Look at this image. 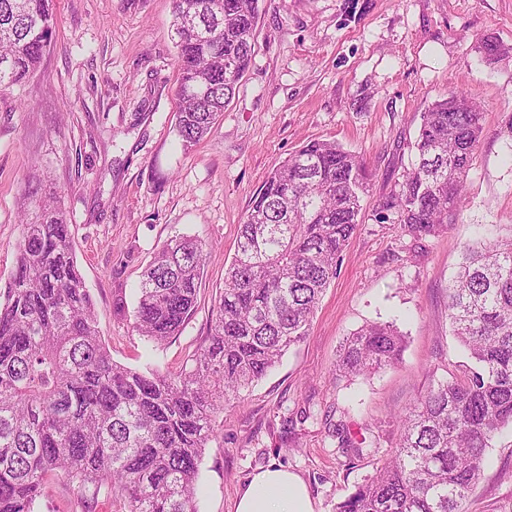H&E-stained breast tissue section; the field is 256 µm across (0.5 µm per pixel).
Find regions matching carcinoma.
<instances>
[{"instance_id":"carcinoma-1","label":"carcinoma","mask_w":512,"mask_h":512,"mask_svg":"<svg viewBox=\"0 0 512 512\" xmlns=\"http://www.w3.org/2000/svg\"><path fill=\"white\" fill-rule=\"evenodd\" d=\"M260 2L174 0L183 147L212 130L248 71ZM53 32L54 0H0V89L36 74ZM481 49L489 64L512 51L494 38ZM482 114L458 91L423 113L414 162L381 206L406 232L434 234L462 208ZM369 177L356 152L326 140L268 173L240 226L210 334L177 372L112 360L55 193L28 195L32 213L0 292V512H35L58 475L78 483L82 500L107 485L128 512H198L215 414L308 335ZM206 257L204 243L177 234L146 265L133 329L153 348L194 313ZM447 298L467 361L399 414L390 458L336 512H463L486 449L512 427V238L465 244ZM404 347L394 324H366L342 344L336 371L370 376L396 365Z\"/></svg>"}]
</instances>
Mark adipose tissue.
<instances>
[{
  "label": "adipose tissue",
  "instance_id": "1",
  "mask_svg": "<svg viewBox=\"0 0 512 512\" xmlns=\"http://www.w3.org/2000/svg\"><path fill=\"white\" fill-rule=\"evenodd\" d=\"M234 512H315L303 481L285 468L255 473L239 494Z\"/></svg>",
  "mask_w": 512,
  "mask_h": 512
}]
</instances>
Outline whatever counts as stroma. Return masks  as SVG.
<instances>
[{"label": "stroma", "instance_id": "35a3bbf8", "mask_svg": "<svg viewBox=\"0 0 512 512\" xmlns=\"http://www.w3.org/2000/svg\"><path fill=\"white\" fill-rule=\"evenodd\" d=\"M173 0H56L40 70L0 90V289L11 278L29 189L51 184L114 361L179 369L209 334L239 226L267 173L312 139L360 153L371 172L354 238L308 336L217 414L200 466L198 512H233L249 478L275 465L300 476L315 512L373 475L399 439L397 416L463 356L448 284L481 227L512 235V54L487 64L489 37L512 47V0H263L249 70L211 133L183 149L174 131ZM483 108L484 134L455 219L414 237L381 220L412 159L422 115L448 90ZM176 234L208 246L197 304L163 349L132 330L135 286ZM392 322L399 364L336 376L348 336ZM344 425L361 452L341 448ZM37 512H128L102 487L52 478ZM464 512H512V430L486 452Z\"/></svg>", "mask_w": 512, "mask_h": 512}]
</instances>
